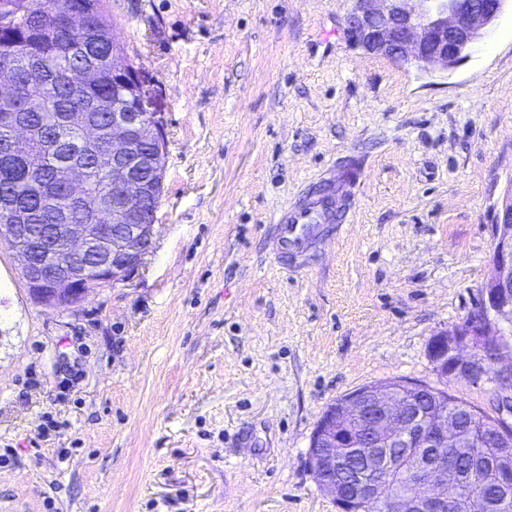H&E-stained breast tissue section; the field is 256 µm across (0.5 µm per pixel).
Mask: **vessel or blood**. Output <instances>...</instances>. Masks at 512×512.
Returning a JSON list of instances; mask_svg holds the SVG:
<instances>
[{
    "instance_id": "b4317fda",
    "label": "vessel or blood",
    "mask_w": 512,
    "mask_h": 512,
    "mask_svg": "<svg viewBox=\"0 0 512 512\" xmlns=\"http://www.w3.org/2000/svg\"><path fill=\"white\" fill-rule=\"evenodd\" d=\"M352 188L349 177L337 184L317 181L308 187L299 204L280 207L268 226L274 243L271 258L283 268L305 270L316 246L339 233L336 219L349 211Z\"/></svg>"
}]
</instances>
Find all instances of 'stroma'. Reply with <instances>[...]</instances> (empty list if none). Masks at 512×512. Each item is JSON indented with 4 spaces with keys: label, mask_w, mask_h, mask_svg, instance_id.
<instances>
[{
    "label": "stroma",
    "mask_w": 512,
    "mask_h": 512,
    "mask_svg": "<svg viewBox=\"0 0 512 512\" xmlns=\"http://www.w3.org/2000/svg\"><path fill=\"white\" fill-rule=\"evenodd\" d=\"M156 92L153 250L78 310L30 297L0 243V512H338L306 464L326 407L439 377L476 313L512 178V10L449 72L354 46L351 0H103ZM356 172L338 238L290 272L262 227Z\"/></svg>",
    "instance_id": "obj_1"
}]
</instances>
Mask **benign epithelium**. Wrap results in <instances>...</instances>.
Listing matches in <instances>:
<instances>
[{
	"instance_id": "7a95c632",
	"label": "benign epithelium",
	"mask_w": 512,
	"mask_h": 512,
	"mask_svg": "<svg viewBox=\"0 0 512 512\" xmlns=\"http://www.w3.org/2000/svg\"><path fill=\"white\" fill-rule=\"evenodd\" d=\"M509 0H352L344 19L353 43L369 53L383 55L422 71L446 72L458 66L489 34ZM44 0H25L21 14L30 22L41 18ZM89 6L81 0L59 18L71 31L83 28ZM19 14V15H21ZM19 15H0V97L20 84V58L32 62V47H21L16 27ZM96 67L66 72L73 85L89 86L112 72L117 94L112 111V141L101 156L112 158L106 168L112 189H103L95 201V223L56 224L54 249L42 256L23 216L0 224V242L16 255L28 292L35 303L55 310L79 307L91 294L126 283L151 252L155 222L137 223L147 198L157 197L163 183L166 154L165 122L161 113L143 110L147 83L130 64L117 42L98 56ZM10 127L7 152L24 157L40 131L29 126L20 112L0 114ZM62 123L90 145L99 129L86 113L70 111ZM57 182L71 195L84 197L86 180L74 167L56 169ZM496 237L492 272L482 286L479 310L467 320L436 334L429 356L442 377L477 379L488 367L502 363L512 348V179L494 209ZM499 388L493 395L496 410L512 414V363L497 371ZM425 385L403 379L360 387L331 404L311 435L307 465L320 488L336 503L338 512H454L448 497V469L454 460L448 449L457 446V423L444 414L429 420L415 405ZM367 448L357 495L344 496L333 477L349 448ZM407 475L414 492L385 497L384 479Z\"/></svg>"
}]
</instances>
